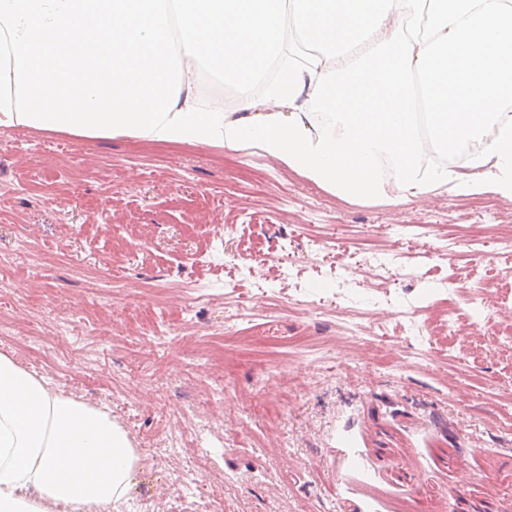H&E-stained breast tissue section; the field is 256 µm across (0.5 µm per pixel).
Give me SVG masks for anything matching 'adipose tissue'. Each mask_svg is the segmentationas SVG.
I'll list each match as a JSON object with an SVG mask.
<instances>
[{"label": "adipose tissue", "mask_w": 512, "mask_h": 512, "mask_svg": "<svg viewBox=\"0 0 512 512\" xmlns=\"http://www.w3.org/2000/svg\"><path fill=\"white\" fill-rule=\"evenodd\" d=\"M202 68L246 113L194 102ZM0 127L251 151L356 204L512 200V0H0ZM140 462L0 353V512H119Z\"/></svg>", "instance_id": "ef3b65f1"}]
</instances>
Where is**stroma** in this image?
<instances>
[{"instance_id":"stroma-1","label":"stroma","mask_w":512,"mask_h":512,"mask_svg":"<svg viewBox=\"0 0 512 512\" xmlns=\"http://www.w3.org/2000/svg\"><path fill=\"white\" fill-rule=\"evenodd\" d=\"M511 226L492 195L353 204L256 153L0 128V352L111 409L131 512H512Z\"/></svg>"}]
</instances>
